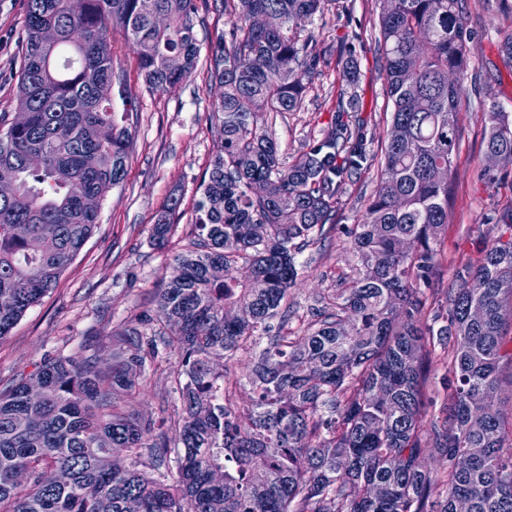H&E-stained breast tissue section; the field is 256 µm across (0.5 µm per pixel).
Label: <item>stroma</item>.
I'll return each instance as SVG.
<instances>
[{"label": "stroma", "instance_id": "35a3bbf8", "mask_svg": "<svg viewBox=\"0 0 512 512\" xmlns=\"http://www.w3.org/2000/svg\"><path fill=\"white\" fill-rule=\"evenodd\" d=\"M379 0H327L307 35L318 46L352 43L353 65L343 72L329 60L314 79L301 111L278 120L276 137L285 162H293L309 140L321 136L336 116L338 95L353 102L347 120L363 122L372 152H379L392 104L386 95L385 60L377 43ZM25 0H0V121L12 122L15 71L19 65ZM197 28L202 62L186 81L166 92H144L137 77V51L120 30L112 32L114 59L128 73L139 112L131 118L133 151L121 188L101 203L99 226L58 285L30 308L8 336L0 339V390L14 385L51 357H76L94 345L109 358L108 333L127 320L156 312L154 292L168 280L174 259L189 248L190 218L199 197L198 184L210 160L222 148L212 112L221 94L207 77L206 62L230 19L212 9ZM467 30L474 46L462 78L465 91L459 113V145L453 157L450 216L437 255L439 288L428 292L425 321L444 309V288L465 263L478 264L496 236L490 218L512 203V175L485 177V114L491 106L512 113V68L498 45L512 31V15L498 11L494 0H467ZM378 186L376 167L363 171L340 196V228L307 247L297 258L298 276L290 288L288 327L297 330L321 296L350 287L357 272L349 228L360 222L367 199ZM178 197L182 217L165 246H156L152 227L170 197ZM159 371L150 372L136 398L143 416L174 432L181 405L164 374L175 363L168 346L158 345Z\"/></svg>", "mask_w": 512, "mask_h": 512}]
</instances>
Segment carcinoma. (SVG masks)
Wrapping results in <instances>:
<instances>
[{
	"label": "carcinoma",
	"mask_w": 512,
	"mask_h": 512,
	"mask_svg": "<svg viewBox=\"0 0 512 512\" xmlns=\"http://www.w3.org/2000/svg\"><path fill=\"white\" fill-rule=\"evenodd\" d=\"M205 2L26 0L16 83L26 120L0 129V180L15 187L0 197V338L94 235L99 213L84 198L124 183L138 102L114 60L112 29L136 47L145 91L164 93L197 68ZM220 2L232 22L210 62L223 88V149L200 184L192 249L155 292L157 328L128 320L108 336L111 362L87 347L0 391V512H130L132 501L138 512H454L459 498L470 512H512V414L492 405L512 388V207L494 218L481 263L457 270L444 324L422 326L459 140L462 84L448 75L463 76L472 52L465 0L381 9L392 111L378 188L351 232L359 278L301 335L282 320L244 383L224 362L288 311L296 256L336 224L342 186L357 182L370 154L363 127L343 122L340 99L322 138L289 166L280 158L277 119L303 108L326 64V51L303 37L326 0ZM261 15L280 26H253ZM256 55L263 66L251 65ZM487 120L485 153L512 163V113L494 105ZM178 205L170 200L155 220L157 244ZM44 224L56 233L42 235ZM436 340L447 341L453 405L426 430ZM159 342L177 355L170 378L182 416L172 436L133 409ZM31 384L44 386L42 399L27 398ZM244 385L246 413L233 403ZM427 443L448 463L441 478L423 465ZM374 485L383 496L369 494Z\"/></svg>",
	"instance_id": "obj_1"
}]
</instances>
